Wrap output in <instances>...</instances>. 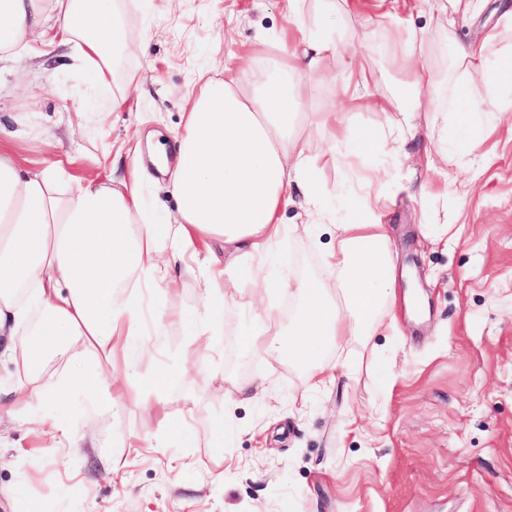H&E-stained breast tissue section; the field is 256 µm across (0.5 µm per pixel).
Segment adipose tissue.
<instances>
[{"label": "adipose tissue", "instance_id": "obj_1", "mask_svg": "<svg viewBox=\"0 0 512 512\" xmlns=\"http://www.w3.org/2000/svg\"><path fill=\"white\" fill-rule=\"evenodd\" d=\"M305 2L281 0L283 14L303 35L301 53L275 57L267 79L249 92L240 89L250 79L243 69L229 79L209 80L191 96L171 174L178 202L174 222L147 221L137 180L115 186L76 177L65 187L55 168L22 169L0 148V361L13 365L16 377L0 398V416H21L67 436L66 410L77 394L102 407L124 396L128 380L121 370L149 356L141 342L147 320L143 291L173 285L176 266L201 279L204 309L196 315L157 310V336L171 324L196 341L216 336L226 297L254 305V295L244 293L234 277L240 261L252 260L254 281L274 288L279 275L271 246L284 231L281 213L293 202L290 186L307 189L310 220L304 233L321 236L330 217L322 193L311 186L319 158L299 136L309 120L300 95L303 81L322 75L325 59L341 64L335 80L340 107L318 118L332 129V149L346 166L415 134L414 115L422 110L427 135L438 143L426 157L427 168L457 166L477 120L464 109V87L452 88L446 113L419 103L395 109L336 27L337 14L350 8L348 0H320L315 14ZM508 31L512 17L479 40L451 47L453 70L480 75L496 107L490 115L495 122L512 112V43L499 44ZM30 35L74 43L80 66L95 82L111 78L110 46L121 39L112 0H0V55L18 54ZM426 37V31L402 24L393 34V63L403 83L417 90L432 83L430 69L416 57ZM343 107L389 112L386 134L355 135L340 119ZM358 190L363 220L336 224V243L326 251L324 274L333 291L313 281H289V295L301 303L296 327L273 338L254 329L240 334L245 352L304 366L314 389L333 378L323 359L330 345L368 341L394 326L389 308L395 278L381 223L382 187L363 176ZM217 242L223 245L219 254L213 249ZM56 358L61 364L54 379L44 381L45 367Z\"/></svg>", "mask_w": 512, "mask_h": 512}]
</instances>
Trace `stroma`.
<instances>
[{
	"instance_id": "1",
	"label": "stroma",
	"mask_w": 512,
	"mask_h": 512,
	"mask_svg": "<svg viewBox=\"0 0 512 512\" xmlns=\"http://www.w3.org/2000/svg\"><path fill=\"white\" fill-rule=\"evenodd\" d=\"M114 9L124 41L147 51L124 54L122 76L108 85L95 84L56 42L30 40L0 61V130L23 167L62 159L80 176L128 174L132 138L180 133L187 94L250 64L258 35L280 54L275 38L289 26L278 0H114ZM511 11L512 0H481L453 31L427 9L414 12V25L430 29L422 55L435 78L433 107L448 108L449 33L480 39ZM336 24L396 105H410L416 93L398 83L392 26L377 22L375 0H357ZM116 95L124 99L117 110ZM80 99L82 114L73 110ZM300 134L321 157L312 180L326 206L360 220L355 197L334 195L353 174L323 156L331 129L311 123ZM436 147L417 134L384 179L394 199L386 225L398 335L326 350L334 378L314 393L292 361H239L251 320L239 301L225 302L213 350L197 351L161 402L72 404V431L97 434L106 447L74 448L61 433L37 436L23 421H0V512L15 495L38 512H512V124L475 129L450 174L456 187L442 237L419 193L436 179L425 165ZM141 167L149 219L174 216L169 176L146 159ZM334 242L331 230L317 241L289 233L273 250L284 274L326 289L321 249ZM145 343L155 358L141 369L159 375L189 339L171 326ZM253 382L264 386L258 399L228 410L235 387ZM229 411L224 442L214 446L209 432ZM166 417L187 420L195 445L171 434L166 448L142 447ZM114 456L123 466L111 474Z\"/></svg>"
}]
</instances>
